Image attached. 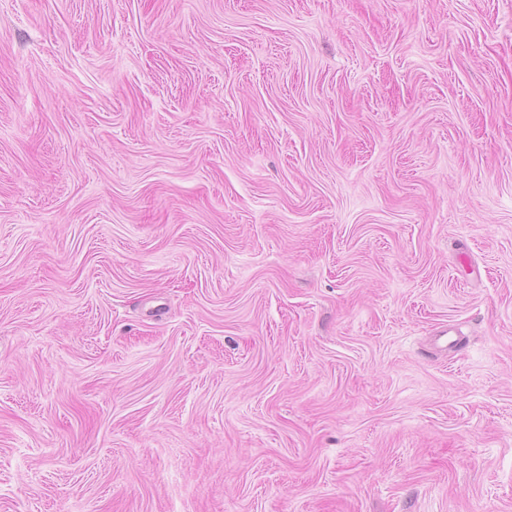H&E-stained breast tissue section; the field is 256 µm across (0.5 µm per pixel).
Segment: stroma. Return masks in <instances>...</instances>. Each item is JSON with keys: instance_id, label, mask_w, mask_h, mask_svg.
Instances as JSON below:
<instances>
[{"instance_id": "stroma-1", "label": "stroma", "mask_w": 512, "mask_h": 512, "mask_svg": "<svg viewBox=\"0 0 512 512\" xmlns=\"http://www.w3.org/2000/svg\"><path fill=\"white\" fill-rule=\"evenodd\" d=\"M0 512H512V0H0Z\"/></svg>"}]
</instances>
